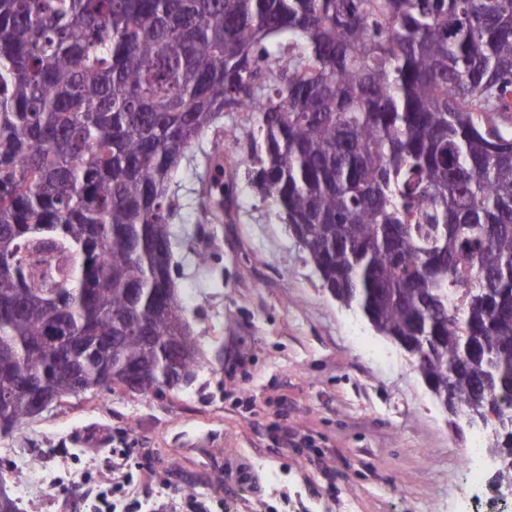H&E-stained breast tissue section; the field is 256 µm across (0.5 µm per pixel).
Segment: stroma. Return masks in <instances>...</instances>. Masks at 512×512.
<instances>
[{
    "label": "stroma",
    "mask_w": 512,
    "mask_h": 512,
    "mask_svg": "<svg viewBox=\"0 0 512 512\" xmlns=\"http://www.w3.org/2000/svg\"><path fill=\"white\" fill-rule=\"evenodd\" d=\"M253 129L250 113L222 114L169 184L174 279L203 355L195 380L67 397L0 437L24 512H82L83 487L107 480L131 512L190 496L212 512H460L471 429L322 287L248 181Z\"/></svg>",
    "instance_id": "stroma-1"
}]
</instances>
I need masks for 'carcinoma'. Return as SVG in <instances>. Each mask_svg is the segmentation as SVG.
I'll return each instance as SVG.
<instances>
[{
    "label": "carcinoma",
    "mask_w": 512,
    "mask_h": 512,
    "mask_svg": "<svg viewBox=\"0 0 512 512\" xmlns=\"http://www.w3.org/2000/svg\"><path fill=\"white\" fill-rule=\"evenodd\" d=\"M509 96L512 0H0V245L47 265L0 313V434L40 415L25 375L60 399L127 366L161 379L175 325L194 378L168 186L225 112L253 113L251 184L323 288L495 430L489 413L512 414ZM26 262L0 257V301ZM59 280L73 294L44 343Z\"/></svg>",
    "instance_id": "carcinoma-1"
}]
</instances>
